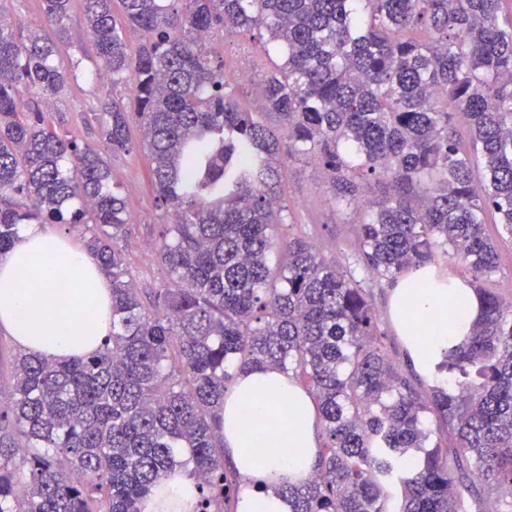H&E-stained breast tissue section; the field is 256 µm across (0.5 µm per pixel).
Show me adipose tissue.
Wrapping results in <instances>:
<instances>
[{
    "label": "adipose tissue",
    "mask_w": 512,
    "mask_h": 512,
    "mask_svg": "<svg viewBox=\"0 0 512 512\" xmlns=\"http://www.w3.org/2000/svg\"><path fill=\"white\" fill-rule=\"evenodd\" d=\"M391 315L424 364L431 348L467 335L480 317V300L470 283L453 275L440 281L426 268L395 286ZM0 328L27 353L53 359L91 353L112 332L110 282L73 238L23 225L0 255ZM321 444L313 400L287 373L270 367L238 374L224 396V445L240 481L238 512H291L266 484L306 480ZM193 492L192 480L170 472L142 512H187Z\"/></svg>",
    "instance_id": "ef3b65f1"
}]
</instances>
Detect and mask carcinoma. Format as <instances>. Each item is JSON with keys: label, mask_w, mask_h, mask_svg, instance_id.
<instances>
[{"label": "carcinoma", "mask_w": 512, "mask_h": 512, "mask_svg": "<svg viewBox=\"0 0 512 512\" xmlns=\"http://www.w3.org/2000/svg\"><path fill=\"white\" fill-rule=\"evenodd\" d=\"M54 37L0 19V253L23 224L81 229L112 283V335L90 355L19 353L0 381V512H141L157 479L194 480V512H237L224 471V395L237 373L307 383L323 434L310 477L274 490L291 512H512V292L486 287L512 236V29L503 0H84L101 138L138 124L170 221L167 275L146 297L126 257L131 213L103 153L63 134L46 104L71 0H42ZM141 32L131 47L123 25ZM263 30L278 62L260 110L206 36ZM465 127L472 149L454 126ZM315 158L354 223L353 264L281 232L278 168ZM278 249L284 261L268 263ZM442 258L463 266L482 317L438 349L423 392L389 354L366 279Z\"/></svg>", "instance_id": "1"}]
</instances>
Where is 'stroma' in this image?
Instances as JSON below:
<instances>
[{
  "label": "stroma",
  "mask_w": 512,
  "mask_h": 512,
  "mask_svg": "<svg viewBox=\"0 0 512 512\" xmlns=\"http://www.w3.org/2000/svg\"><path fill=\"white\" fill-rule=\"evenodd\" d=\"M0 15L17 20L21 25L20 35L33 31L46 37L53 34L52 29L42 22V0H0ZM68 26L69 41L61 54L81 60L82 69L65 94L52 100L50 116L69 138L97 146L101 139L93 113L96 103L113 93L125 95L126 90L113 88L109 81L96 78L95 62L90 56L91 38L81 0H72ZM209 42L217 55L223 56L227 72L235 74L249 69L261 73L263 52L260 40L250 31H216L211 34ZM131 138L137 144L136 150L108 155L107 160L113 183L131 207L127 258L138 288L148 294L159 287L165 276L157 258V226L166 222L167 216L157 205L149 179L148 152L139 145V130H132ZM281 174L293 234L313 243L325 255L340 258L349 253L353 243L351 224L354 217L350 212L336 209L323 185L318 165L308 160H293L282 168Z\"/></svg>",
  "instance_id": "stroma-1"
}]
</instances>
